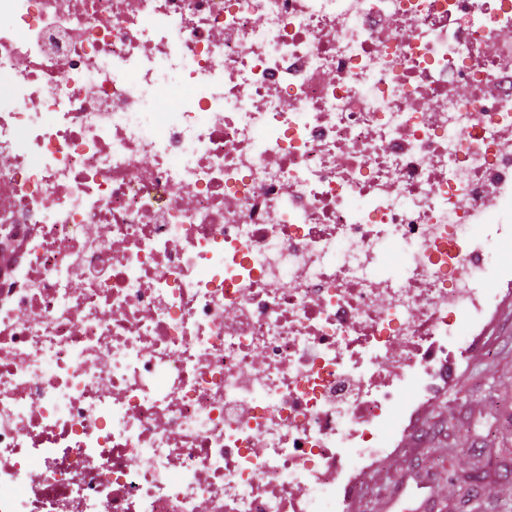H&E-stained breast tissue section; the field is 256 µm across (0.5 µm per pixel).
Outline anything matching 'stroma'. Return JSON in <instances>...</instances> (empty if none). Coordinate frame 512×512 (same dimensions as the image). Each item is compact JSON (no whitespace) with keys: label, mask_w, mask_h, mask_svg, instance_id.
Masks as SVG:
<instances>
[{"label":"stroma","mask_w":512,"mask_h":512,"mask_svg":"<svg viewBox=\"0 0 512 512\" xmlns=\"http://www.w3.org/2000/svg\"><path fill=\"white\" fill-rule=\"evenodd\" d=\"M475 357L416 446L379 460L381 481L430 480L439 512H512V319L473 337Z\"/></svg>","instance_id":"1"}]
</instances>
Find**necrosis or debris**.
<instances>
[{"label": "necrosis or debris", "instance_id": "4bbe7bcc", "mask_svg": "<svg viewBox=\"0 0 512 512\" xmlns=\"http://www.w3.org/2000/svg\"><path fill=\"white\" fill-rule=\"evenodd\" d=\"M505 127L512 0H0V512H339Z\"/></svg>", "mask_w": 512, "mask_h": 512}]
</instances>
